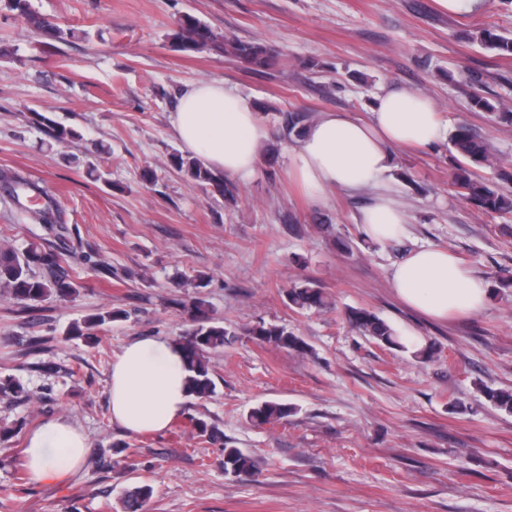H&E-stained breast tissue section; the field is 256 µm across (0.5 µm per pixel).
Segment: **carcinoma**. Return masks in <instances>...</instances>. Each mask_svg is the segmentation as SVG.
<instances>
[{"mask_svg": "<svg viewBox=\"0 0 512 512\" xmlns=\"http://www.w3.org/2000/svg\"><path fill=\"white\" fill-rule=\"evenodd\" d=\"M5 7L22 17L46 44H66L75 35L74 29L63 28L40 17L32 10L30 0H5ZM171 38L173 44L184 54L193 55L206 51L222 53L246 72H263L277 64V55L266 45L222 36L189 13L177 19ZM478 39L490 52L498 55L512 54V39L496 33L491 26L481 28ZM470 106L490 113L491 118L497 123L512 125L511 111L499 109L481 95H471ZM279 115L280 139L284 141L292 142L298 139L303 129L311 122V116L307 112L281 110ZM38 118L52 131V137L58 143H68L80 137L79 132L72 127L57 125L52 119L41 114ZM450 143L457 160L451 186L457 193L483 213L512 214V193L490 188L477 173L478 167L490 161L491 154L485 141L469 126L460 124L452 133ZM171 164L206 192L220 195L227 202L236 201L235 184L224 178L223 174L205 168L196 158L176 153L171 156ZM0 193L27 219L42 225L47 235L63 245L67 244L70 229L61 221L58 204L50 187L31 182L16 172L3 170L0 171ZM78 288L80 285L73 276L60 266L56 253L33 244L23 250L11 245H0V289L14 299L33 304L51 297L67 301L78 294ZM288 303L290 307L298 310H323L328 305L323 288L311 280H304L290 288ZM190 315L191 323L178 339L188 372V391L197 398H208L216 392V383L212 377L207 354L224 348V344L235 339L238 332L206 316L200 301L192 305ZM345 317L353 328L379 344L410 349L413 356L421 360H428L435 354L434 345L419 347L413 344L389 322L368 309H349ZM123 318L124 313L120 310L106 311L95 315L84 324H72L67 335L82 336L85 328L101 327ZM243 333L260 345L273 344L300 355L311 353L310 346L301 337L276 324L258 322L243 328ZM482 393L498 410L512 414V388H485ZM293 412L294 407L288 403L267 401L253 408L249 418L257 425H264L286 419ZM189 424L196 436L203 441L222 445L225 474L234 477L258 475L253 457L225 442L215 426L193 415L189 416ZM112 447L120 458L110 462L102 457L98 462L99 467L105 468L115 463L123 465V468L130 472L138 469L133 454L128 452V443L116 442ZM152 494V487L146 484L126 489L122 496L123 512H148Z\"/></svg>", "mask_w": 512, "mask_h": 512, "instance_id": "carcinoma-1", "label": "carcinoma"}]
</instances>
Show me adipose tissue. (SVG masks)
Masks as SVG:
<instances>
[{
  "mask_svg": "<svg viewBox=\"0 0 512 512\" xmlns=\"http://www.w3.org/2000/svg\"><path fill=\"white\" fill-rule=\"evenodd\" d=\"M172 126L183 148L205 167L244 182L255 176L261 149L271 138L251 100L217 80L182 91ZM447 136L430 97L390 90L376 96L369 119L343 112L320 115L289 151L288 165L312 198L336 189L370 191L369 203L354 221L366 239L386 244L406 236L410 222L386 179L394 149L427 148ZM390 282L406 306L435 319L478 312L488 296L482 279L438 247L409 252L393 267ZM185 377L178 345L151 336L130 342L112 364L108 400L113 423L134 434L166 431L185 413ZM26 444L31 480L44 484L77 473L89 439L68 419L53 417L30 432Z\"/></svg>",
  "mask_w": 512,
  "mask_h": 512,
  "instance_id": "1",
  "label": "adipose tissue"
}]
</instances>
